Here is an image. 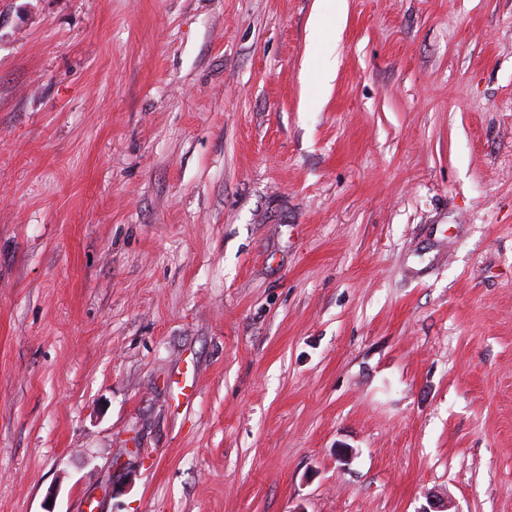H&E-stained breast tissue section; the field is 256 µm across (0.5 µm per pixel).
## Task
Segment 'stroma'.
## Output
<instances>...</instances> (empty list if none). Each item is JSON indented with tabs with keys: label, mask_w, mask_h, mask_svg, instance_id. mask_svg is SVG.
Returning <instances> with one entry per match:
<instances>
[{
	"label": "stroma",
	"mask_w": 512,
	"mask_h": 512,
	"mask_svg": "<svg viewBox=\"0 0 512 512\" xmlns=\"http://www.w3.org/2000/svg\"><path fill=\"white\" fill-rule=\"evenodd\" d=\"M315 10L0 0V512H512V0Z\"/></svg>",
	"instance_id": "35a3bbf8"
}]
</instances>
